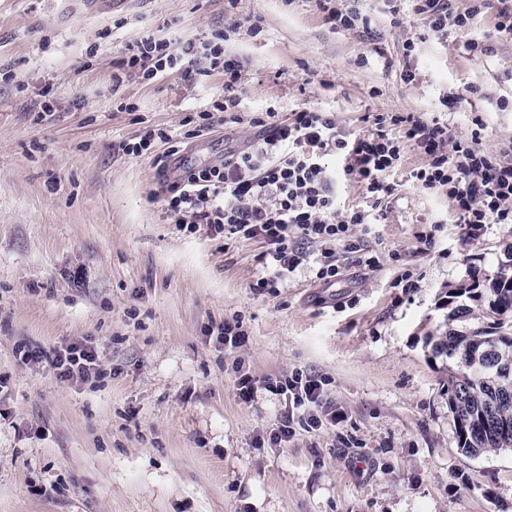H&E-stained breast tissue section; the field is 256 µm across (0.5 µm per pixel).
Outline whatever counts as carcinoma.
I'll use <instances>...</instances> for the list:
<instances>
[{"instance_id": "carcinoma-1", "label": "carcinoma", "mask_w": 512, "mask_h": 512, "mask_svg": "<svg viewBox=\"0 0 512 512\" xmlns=\"http://www.w3.org/2000/svg\"><path fill=\"white\" fill-rule=\"evenodd\" d=\"M486 319L448 328L434 350L456 359L448 368V409L458 448L476 456L512 448V251L489 288Z\"/></svg>"}]
</instances>
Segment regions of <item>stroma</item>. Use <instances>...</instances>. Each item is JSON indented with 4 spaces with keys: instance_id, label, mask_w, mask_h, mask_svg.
<instances>
[{
    "instance_id": "stroma-1",
    "label": "stroma",
    "mask_w": 512,
    "mask_h": 512,
    "mask_svg": "<svg viewBox=\"0 0 512 512\" xmlns=\"http://www.w3.org/2000/svg\"><path fill=\"white\" fill-rule=\"evenodd\" d=\"M345 4L372 40L327 23L315 0H0V512H512V449L461 452L452 361L433 348L451 308L487 311L512 224L469 238L446 195L411 182L423 156L410 146L386 220L355 229L401 265L346 259L332 287L303 268L269 294L253 287L260 242L180 231L153 200L165 143L123 150L162 129L181 137L184 166L211 165L255 135V113L310 106L361 134L371 112L435 117L512 161V40L477 58L465 35L427 36L390 0ZM235 18L224 51L242 65L240 123L185 135L221 72L116 75L130 40L201 41ZM469 86L460 109L440 105ZM436 221L421 250L417 232ZM404 267L414 287L397 285ZM235 316L246 342L230 352L212 330ZM86 341L106 371L86 384L18 354ZM295 370L346 419L258 447L285 402L261 388L243 402L237 378Z\"/></svg>"
}]
</instances>
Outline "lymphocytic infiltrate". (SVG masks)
I'll list each match as a JSON object with an SVG mask.
<instances>
[{
  "label": "lymphocytic infiltrate",
  "instance_id": "f902f5d3",
  "mask_svg": "<svg viewBox=\"0 0 512 512\" xmlns=\"http://www.w3.org/2000/svg\"><path fill=\"white\" fill-rule=\"evenodd\" d=\"M412 14L423 17L432 36L465 33L467 51L492 52L491 39L499 33L512 37V0H498L494 33H478L473 20L484 0H472L458 10L455 0H407ZM226 33L215 31L201 42H186L169 53L168 42L152 35L125 46L119 66L145 81L174 70L186 81L219 70L224 74V95L211 109L198 112L194 136L211 131L217 122H238L241 69L224 51ZM259 133L245 147L225 157L223 163L190 169L175 180H165L154 192L171 223L196 232L207 227L211 239L259 240L262 273L254 286L271 292L306 263H313L315 278L335 284L341 274L338 253L353 256L363 269L380 268L383 254L357 244L354 229L380 223L385 201L393 187L392 173L403 161L406 145L416 146L424 157L410 178L420 190L444 192L458 223L469 236L485 224H512V163L488 152L479 133L452 136L437 118L375 112L371 129L356 137L342 130L334 113L303 107L281 118L275 107L253 117ZM352 181L361 187L360 205L343 209L336 186ZM23 360L47 361L62 380L86 383L101 374L99 356L92 343H77L53 357L26 351ZM270 393L284 397L288 409L264 438L269 447L287 443L295 434L296 420L311 431L336 425L341 413L327 406L318 379L299 372L266 379Z\"/></svg>",
  "mask_w": 512,
  "mask_h": 512
}]
</instances>
